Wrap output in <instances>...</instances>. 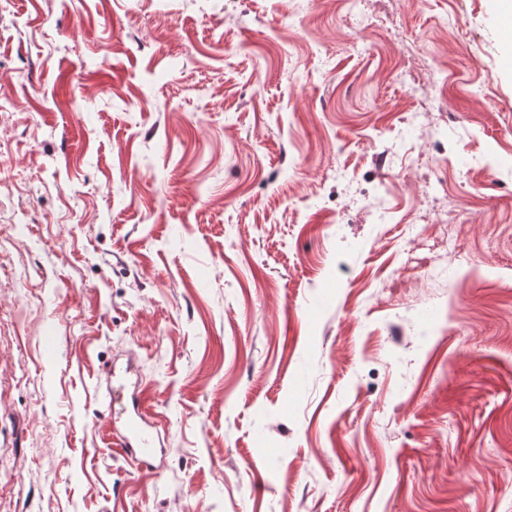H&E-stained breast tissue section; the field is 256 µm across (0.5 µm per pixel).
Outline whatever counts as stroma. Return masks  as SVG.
<instances>
[{
  "label": "stroma",
  "instance_id": "obj_1",
  "mask_svg": "<svg viewBox=\"0 0 512 512\" xmlns=\"http://www.w3.org/2000/svg\"><path fill=\"white\" fill-rule=\"evenodd\" d=\"M365 5L0 0V512H512V0ZM425 71V66L415 56H411L404 62L402 70L397 75V79L409 89H424V87L417 85H420L424 79ZM112 365L107 370V394L108 407L110 414L105 427L106 444L108 447L119 449L127 456L139 455L142 457L141 462L147 466H154L149 462L156 456L157 447L152 433L146 428L148 424L144 421L143 417L146 410L150 406L151 395L142 392L140 395L132 396L131 406L126 402L123 405L119 416L116 418V411L114 408L116 395L112 385ZM125 416V427L120 430L118 428L110 429V426L119 420L121 416ZM144 424V425H143Z\"/></svg>",
  "mask_w": 512,
  "mask_h": 512
}]
</instances>
